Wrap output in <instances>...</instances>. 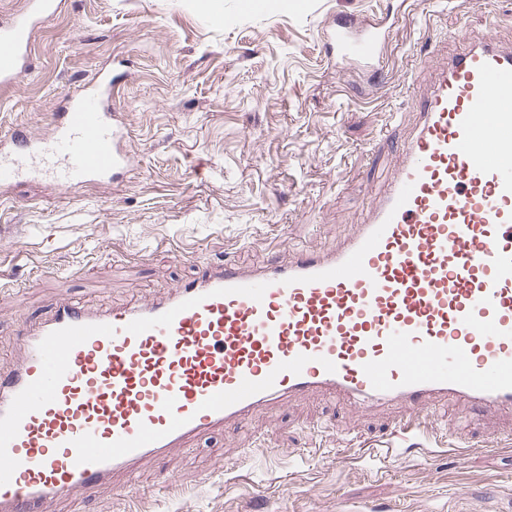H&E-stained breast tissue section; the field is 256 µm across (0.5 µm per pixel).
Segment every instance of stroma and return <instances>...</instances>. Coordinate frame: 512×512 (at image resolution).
Returning a JSON list of instances; mask_svg holds the SVG:
<instances>
[{"label":"stroma","mask_w":512,"mask_h":512,"mask_svg":"<svg viewBox=\"0 0 512 512\" xmlns=\"http://www.w3.org/2000/svg\"><path fill=\"white\" fill-rule=\"evenodd\" d=\"M65 0L33 34L0 136L47 137L63 97L108 70L132 163L113 185L39 178L0 193V372L17 329L79 298L110 308L193 278L202 264L287 262L351 236L394 173L459 18L512 44V0ZM384 22L378 72L342 65L326 32ZM405 408L357 411L312 393L191 438L46 512H512V413L441 405L439 437L395 431ZM463 426L468 448L451 447ZM392 447L381 461L361 456Z\"/></svg>","instance_id":"35a3bbf8"}]
</instances>
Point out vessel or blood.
<instances>
[{
	"label": "vessel or blood",
	"instance_id": "b4317fda",
	"mask_svg": "<svg viewBox=\"0 0 512 512\" xmlns=\"http://www.w3.org/2000/svg\"><path fill=\"white\" fill-rule=\"evenodd\" d=\"M63 0L0 21V85L28 64ZM339 60L379 65L382 25L336 26ZM111 72L65 96L51 137L0 141V189L108 183L131 164ZM419 121L366 224L285 265H206L164 296L62 303L19 331L0 376V512H46L182 441L280 399L331 390L399 402L402 434L436 399L512 409V47L489 36L437 63Z\"/></svg>",
	"mask_w": 512,
	"mask_h": 512
}]
</instances>
